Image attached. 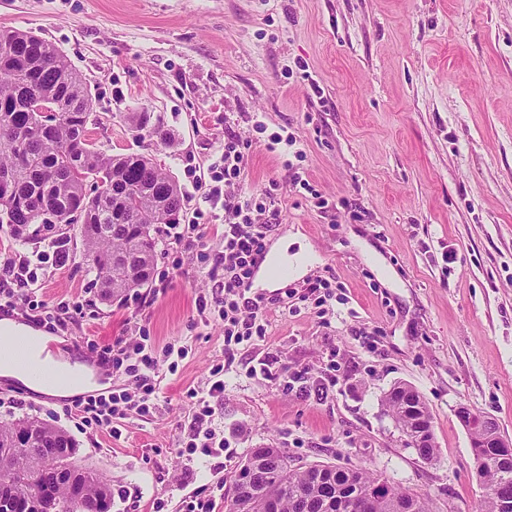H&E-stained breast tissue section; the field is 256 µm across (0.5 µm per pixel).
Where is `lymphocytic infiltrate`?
Returning <instances> with one entry per match:
<instances>
[{
  "label": "lymphocytic infiltrate",
  "mask_w": 512,
  "mask_h": 512,
  "mask_svg": "<svg viewBox=\"0 0 512 512\" xmlns=\"http://www.w3.org/2000/svg\"><path fill=\"white\" fill-rule=\"evenodd\" d=\"M245 164L240 140L232 135L225 137L223 149L209 166L210 180L201 186L202 206L194 211L187 228L191 234L199 231L200 221L206 216L224 220V251L217 258L224 268V278L214 284L211 293L198 295L196 309L202 322L223 323L225 362L212 368L202 386L187 393L194 426L184 450L190 455L200 452L218 457L229 452L227 440L212 426L215 409L211 401L224 391L225 364L233 363L240 346L265 337L267 332L262 315L264 299L250 297L247 284L263 255L271 224L265 217V204L231 191L239 184ZM68 258L66 242L57 237L31 256L18 251L0 252V311L18 309L54 332L67 333L81 302L70 298L45 301L42 288L45 279L60 270ZM187 355V348L176 343L155 350L146 335L136 340L115 339L102 348L100 359L111 365L116 375L126 376L128 386L89 396L74 408V416L84 425L120 435L127 420L156 411L162 374L175 373Z\"/></svg>",
  "instance_id": "lymphocytic-infiltrate-1"
}]
</instances>
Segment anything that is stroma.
Instances as JSON below:
<instances>
[{"label": "stroma", "mask_w": 512, "mask_h": 512, "mask_svg": "<svg viewBox=\"0 0 512 512\" xmlns=\"http://www.w3.org/2000/svg\"><path fill=\"white\" fill-rule=\"evenodd\" d=\"M0 28L68 57L93 96L90 137L112 155L149 152L181 189L180 224L225 135L247 141L241 187L277 209L266 255L308 259L284 283L254 272L267 334L224 377L215 426L236 450L230 460L179 453L186 393L224 361L223 325L200 322L195 306L224 249L213 226L190 248L159 232L154 281L135 295L101 299L76 238L45 281L44 299L83 302L79 343L102 347L139 327L155 349L187 346L152 417L129 420L116 439L0 378V398L15 400L0 422L37 417L66 430L78 464L111 483V512L157 502L186 512L195 499L228 512L235 470L271 445L297 465L383 475L427 494L430 512H478L489 489L458 407L512 436V0H0ZM131 112L150 113L171 142L134 129ZM284 129L306 153L310 190L266 147ZM329 276L339 287L327 316L278 303L283 286ZM268 356L272 378L250 377ZM285 364L336 385L320 399L288 389ZM399 382L432 412L435 461L407 445L385 407Z\"/></svg>", "instance_id": "stroma-1"}]
</instances>
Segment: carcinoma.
Instances as JSON below:
<instances>
[{"mask_svg":"<svg viewBox=\"0 0 512 512\" xmlns=\"http://www.w3.org/2000/svg\"><path fill=\"white\" fill-rule=\"evenodd\" d=\"M42 98L60 104V117L40 124L28 101ZM90 94L67 57L52 43L19 30L0 29V175L12 189L0 193V224L18 240L31 227L54 232L73 226L68 207L85 204L86 220L78 227L83 258L100 283L102 297L136 291L150 283L158 246L157 229L175 224L183 208L176 181L144 153L112 155L88 135L91 113L82 110ZM94 179L105 195L87 196ZM392 386L387 410L404 430L429 431L428 442L414 446L427 462L436 459L432 413L419 393L408 398ZM22 432H42L59 443L69 463L76 444L63 429L27 417L0 423V512L15 500L34 502L40 484L56 481V462L9 450ZM489 494L481 512H503L512 500V457L499 448H477ZM288 453L274 446L255 448L241 464L233 483L230 512H295V500L309 502V512H343L353 497L361 512H429L427 498L398 487L385 477L330 464L294 466ZM83 488L87 508L112 504V486L92 470Z\"/></svg>","mask_w":512,"mask_h":512,"instance_id":"cac0c4a2","label":"carcinoma"}]
</instances>
